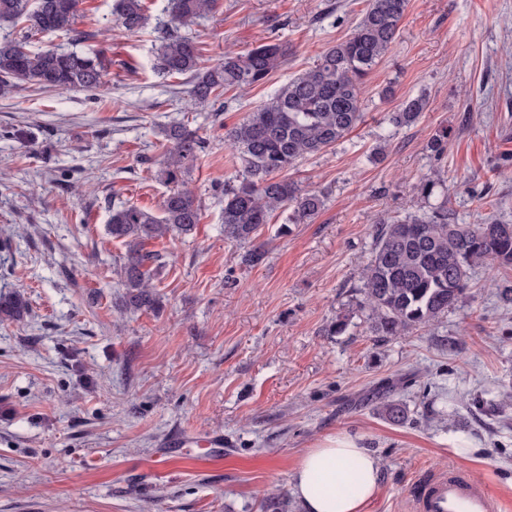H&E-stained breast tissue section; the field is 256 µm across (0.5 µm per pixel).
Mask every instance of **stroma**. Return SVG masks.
Wrapping results in <instances>:
<instances>
[{"label":"stroma","mask_w":512,"mask_h":512,"mask_svg":"<svg viewBox=\"0 0 512 512\" xmlns=\"http://www.w3.org/2000/svg\"><path fill=\"white\" fill-rule=\"evenodd\" d=\"M114 6L83 0L76 21L109 64L104 89L0 96V292L28 301L0 322V512H264L273 492L300 512L293 471L331 436L379 460L365 512H413L412 483L451 466L512 503V424L484 411L512 389V305L498 297L512 270L476 265L466 297L406 336L374 335L356 308L375 224L427 210L425 181L447 186L458 223L512 220V0H409L361 122L288 172L324 209L307 224L277 212L255 266L220 230L216 191L243 168L224 132L345 40L366 0H218L185 29L206 64L262 38L290 48L220 110L186 105L185 83L156 68L153 26L120 33ZM421 94L419 121L390 132L388 113ZM172 121L206 141L184 176L201 219L151 243L161 307L130 310L107 205L159 213ZM443 129L437 158L427 145ZM386 399L407 406L406 424L383 417ZM177 433L187 447H169ZM215 433L223 449L203 454Z\"/></svg>","instance_id":"stroma-1"}]
</instances>
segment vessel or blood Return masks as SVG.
I'll return each mask as SVG.
<instances>
[{
  "label": "vessel or blood",
  "instance_id": "vessel-or-blood-1",
  "mask_svg": "<svg viewBox=\"0 0 512 512\" xmlns=\"http://www.w3.org/2000/svg\"><path fill=\"white\" fill-rule=\"evenodd\" d=\"M504 509V503L492 490L456 469L426 482L416 505V512H504Z\"/></svg>",
  "mask_w": 512,
  "mask_h": 512
}]
</instances>
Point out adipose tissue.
<instances>
[{
    "label": "adipose tissue",
    "instance_id": "1",
    "mask_svg": "<svg viewBox=\"0 0 512 512\" xmlns=\"http://www.w3.org/2000/svg\"><path fill=\"white\" fill-rule=\"evenodd\" d=\"M379 473L368 448L351 438L328 437L300 457L292 487L303 512H363Z\"/></svg>",
    "mask_w": 512,
    "mask_h": 512
}]
</instances>
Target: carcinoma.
Here are the masks:
<instances>
[{
	"mask_svg": "<svg viewBox=\"0 0 512 512\" xmlns=\"http://www.w3.org/2000/svg\"><path fill=\"white\" fill-rule=\"evenodd\" d=\"M82 0H0V23H25L24 32L0 39V93L26 83L39 89L98 91L107 83L101 52L64 48L33 50L32 36L62 32L75 41L89 36L74 28ZM218 0H171V20L155 26L159 41L157 69L187 80L190 100L208 103L229 90L239 93L265 83L288 57L287 44L261 41L246 54L224 53L210 66L202 64L196 41L180 28L213 11ZM408 0H368V7L346 40L326 49L316 64L291 79L272 97L225 134L244 167L235 182L224 185V238L252 242L278 210L288 211L287 223L307 224L324 208L325 196L301 188L276 174L298 161L336 145L361 121L366 78L390 52ZM115 25L135 34L150 20L146 0H117ZM427 107L424 96L402 102L388 115L397 130L415 124ZM167 144L157 178L167 187L156 216L133 204L112 206L107 233L125 247L120 272L127 303L152 310L157 303L150 281L162 257L146 249L152 240L175 239L195 232L199 206L183 176L205 149L197 130L174 121L162 131ZM375 241L363 273L360 309L375 335L402 336L431 326L463 299L470 270L487 262L494 269L512 267V224L489 219L458 224L448 196L421 214L374 225ZM28 310L23 294L0 295V319H19ZM387 420L402 424L406 407L386 401Z\"/></svg>",
	"mask_w": 512,
	"mask_h": 512,
	"instance_id": "cac0c4a2",
	"label": "carcinoma"
}]
</instances>
